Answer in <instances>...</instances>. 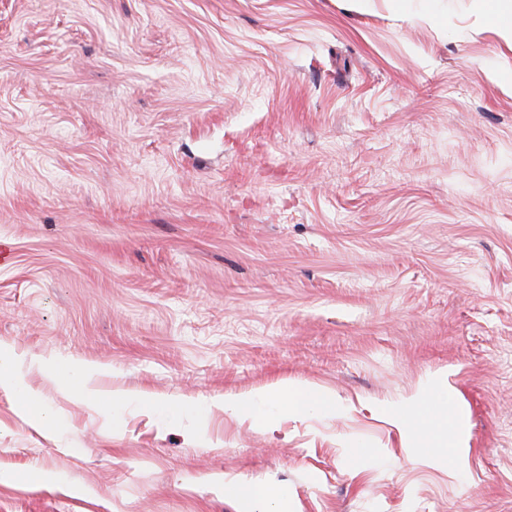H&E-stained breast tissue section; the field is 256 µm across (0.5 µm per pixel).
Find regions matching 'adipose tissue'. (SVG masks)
Listing matches in <instances>:
<instances>
[{"mask_svg":"<svg viewBox=\"0 0 512 512\" xmlns=\"http://www.w3.org/2000/svg\"><path fill=\"white\" fill-rule=\"evenodd\" d=\"M267 401L276 402L284 409L296 412L306 409L313 402L329 411L335 408V400L328 394L311 388L290 386L258 394L237 396L225 400L224 406L264 426L267 425L268 419L261 406ZM231 492L242 504L251 507L253 512H288V494L283 488L239 481L232 485Z\"/></svg>","mask_w":512,"mask_h":512,"instance_id":"adipose-tissue-1","label":"adipose tissue"}]
</instances>
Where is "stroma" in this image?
<instances>
[{
  "label": "stroma",
  "mask_w": 512,
  "mask_h": 512,
  "mask_svg": "<svg viewBox=\"0 0 512 512\" xmlns=\"http://www.w3.org/2000/svg\"><path fill=\"white\" fill-rule=\"evenodd\" d=\"M505 10L0 0V346L40 400L0 391V512H242L231 479L512 512ZM278 385L336 409H224ZM437 390L447 433L405 439ZM55 376L60 378L68 387L74 389L76 395L82 399L92 397L91 391L87 388L85 381L91 369L87 366L75 362H68L63 365H57L52 368ZM80 386L74 388L76 384Z\"/></svg>",
  "instance_id": "stroma-1"
}]
</instances>
